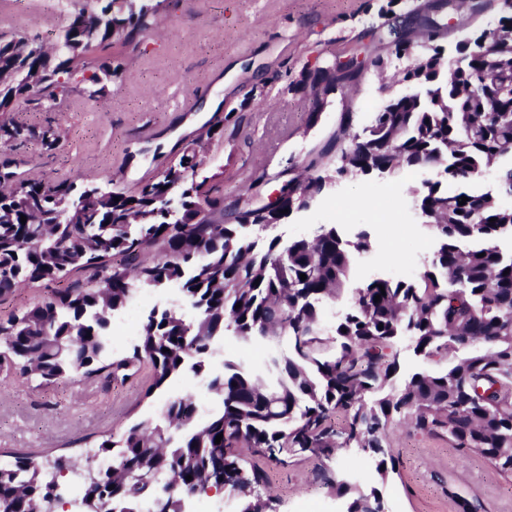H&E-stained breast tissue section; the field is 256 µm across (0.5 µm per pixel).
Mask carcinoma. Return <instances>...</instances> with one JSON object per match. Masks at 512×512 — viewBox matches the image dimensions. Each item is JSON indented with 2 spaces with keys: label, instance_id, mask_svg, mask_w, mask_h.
I'll use <instances>...</instances> for the list:
<instances>
[{
  "label": "carcinoma",
  "instance_id": "cac0c4a2",
  "mask_svg": "<svg viewBox=\"0 0 512 512\" xmlns=\"http://www.w3.org/2000/svg\"><path fill=\"white\" fill-rule=\"evenodd\" d=\"M459 2L474 16L493 5L429 0L409 10L414 21L400 30V40H392L393 28L379 34L397 59L409 60L397 76L414 91L390 96L359 130L353 113H341L328 147L310 150L275 175L281 186L273 206L260 191L264 174L244 186L249 199L242 207L224 204L223 190L196 180L208 148L224 142L222 120L204 125L163 177L133 191L113 180L47 185L14 172L0 175V296L26 283L49 289L43 301L0 322V367L43 384L77 374L109 386L146 364L154 388L189 370L221 400L219 412L201 419L187 393L166 401L158 417L112 432L83 453L49 462L15 456L0 466V512H58L46 503L64 460L68 473L95 477L81 483L80 503L110 491V512H140L147 497L162 501L164 512H182L183 496L206 489L201 479L207 476L210 486L222 480L236 492L237 512H270L260 493L269 464L285 467L355 447L377 458L381 476L396 471L386 438L398 420L494 462L512 478V253L497 245L512 236V206L497 200L500 193L512 196V162L502 163L512 158V56H475L463 41L446 54L440 15ZM158 7L152 0H92L68 13L49 50L0 32V112L31 105L60 112L73 93L99 99L123 67L107 53L135 51L156 30ZM370 67L385 71L383 57L327 61L289 87L320 106L356 88ZM61 136V127L50 123L36 128L0 120L5 152L32 141L50 151ZM429 161L437 163V179L413 195L438 239L436 250L411 281L377 278L355 289L327 329L322 307L341 295L353 252L370 251V235L361 231L346 240L329 224L283 244L269 235L287 218L281 210L308 208L328 190L329 175L395 179ZM487 171L494 173L495 193L471 187ZM444 179L460 189H442ZM79 271L87 276L53 287ZM170 285L193 318L177 307L153 311L132 353L109 356L112 316L140 291ZM227 332L245 343L266 342L264 370L227 363L223 375L210 376L206 360ZM283 335L286 355L277 349ZM404 336L426 360H457L399 382L396 345ZM336 411L348 418L340 432L329 424ZM112 451L125 469L100 465ZM150 468L158 477L147 487L138 475ZM324 474L336 495L350 496L345 512H385L377 490L358 491Z\"/></svg>",
  "mask_w": 512,
  "mask_h": 512
}]
</instances>
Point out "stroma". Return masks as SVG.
I'll return each mask as SVG.
<instances>
[{"instance_id": "obj_1", "label": "stroma", "mask_w": 512, "mask_h": 512, "mask_svg": "<svg viewBox=\"0 0 512 512\" xmlns=\"http://www.w3.org/2000/svg\"><path fill=\"white\" fill-rule=\"evenodd\" d=\"M385 2L167 0L160 10L164 35H147L141 51L124 58L121 75L108 83L101 100L75 96L59 112L15 113L19 122L63 129L52 151L32 143L12 152L16 170L45 183L75 177L102 184L115 177L133 189L158 179L185 142L220 120L224 141L212 146L198 178L223 187L225 197L234 199L247 178L265 173L263 191L271 193L279 186L276 173L328 142L341 112H353L360 127L382 106L381 80L372 70L352 92L330 97L314 122L311 98L288 85L325 60L384 54L382 44H364L359 34L384 22L402 25V5L388 20L379 18ZM10 15L13 30L47 47L67 23L66 15L48 10L29 15L15 8ZM209 98L220 104L207 112L203 104ZM185 100L192 110L181 109ZM432 177V171L419 169L393 180L342 182L285 220L278 232L287 240L324 224L336 225L350 238L367 231L372 250L355 255L348 288L376 277L413 279L436 242L419 222L411 191ZM218 351L211 362L217 371L228 362L255 369L265 365L261 343L247 346L228 334ZM1 379L7 389L0 393V463L7 464L16 453L83 452L86 444L196 388L186 376L152 388L146 366L107 387L76 375L42 385L3 369ZM389 444L399 466L384 480L373 456L358 448L342 449L329 460L310 457L269 466L267 489L276 512H345L344 500L323 480L327 470L355 475L359 490L378 488L386 512H451L456 496L478 501L480 512H512V478L482 458L403 425L391 430Z\"/></svg>"}]
</instances>
